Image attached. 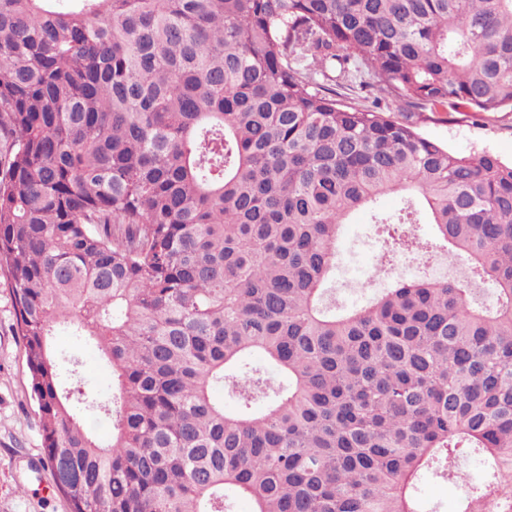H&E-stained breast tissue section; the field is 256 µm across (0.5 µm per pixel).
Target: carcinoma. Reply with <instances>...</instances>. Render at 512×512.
<instances>
[{
  "label": "carcinoma",
  "instance_id": "obj_1",
  "mask_svg": "<svg viewBox=\"0 0 512 512\" xmlns=\"http://www.w3.org/2000/svg\"><path fill=\"white\" fill-rule=\"evenodd\" d=\"M364 71L372 106L336 100ZM388 95L512 108V0H0V271L70 512H425L428 474L512 512V163ZM362 209L379 271L467 275L336 305ZM60 326L110 398L62 382ZM53 347L58 354L72 355L85 364L86 391L101 397L111 394L112 371L99 363L98 352L93 344L84 343L67 331L60 330L53 337Z\"/></svg>",
  "mask_w": 512,
  "mask_h": 512
}]
</instances>
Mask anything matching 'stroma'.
<instances>
[{"label": "stroma", "mask_w": 512, "mask_h": 512, "mask_svg": "<svg viewBox=\"0 0 512 512\" xmlns=\"http://www.w3.org/2000/svg\"><path fill=\"white\" fill-rule=\"evenodd\" d=\"M385 108L394 119L411 123L421 136L452 152L487 151L512 162L511 109L479 115L406 112L392 97ZM371 236L369 212L353 215L339 242L341 265L372 272L375 255ZM53 347L57 353L74 356L85 364L89 393L110 395L112 371L100 364L94 345L61 330L53 338ZM36 410L26 353L15 329L11 280L0 273V512H68L50 471L40 464L43 437Z\"/></svg>", "instance_id": "obj_1"}]
</instances>
